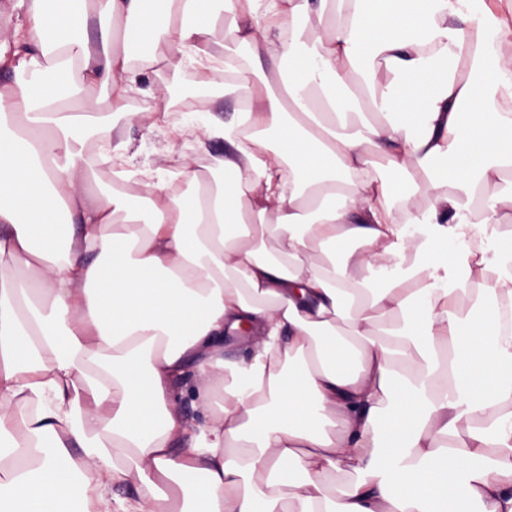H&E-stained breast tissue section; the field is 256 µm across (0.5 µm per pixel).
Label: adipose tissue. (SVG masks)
<instances>
[{"instance_id":"adipose-tissue-1","label":"adipose tissue","mask_w":512,"mask_h":512,"mask_svg":"<svg viewBox=\"0 0 512 512\" xmlns=\"http://www.w3.org/2000/svg\"><path fill=\"white\" fill-rule=\"evenodd\" d=\"M219 25L209 178L95 189L88 122L127 163L117 121L168 117L138 77L216 85ZM510 33L485 0L0 5V512H512V190L473 205L512 173ZM191 72V76L189 74ZM172 80L177 81L179 85L190 86L198 90V92L186 94L175 97L169 94L170 98V116L169 121L178 124L182 120L183 114L188 115L196 111V109H181L180 112L174 110V106L178 103L189 98L190 104L195 101L202 103L201 112L205 117V123H210L214 120L224 121L228 124L232 121L234 112H238L241 106L240 99L236 94L225 92V87L219 90H205L201 89L196 84V78L191 70L185 67L175 73L172 67H159L153 71L140 76L135 86V90L130 94L128 101L129 108L132 111L143 112L146 109L152 108L155 105V96L159 95L168 89Z\"/></svg>"}]
</instances>
